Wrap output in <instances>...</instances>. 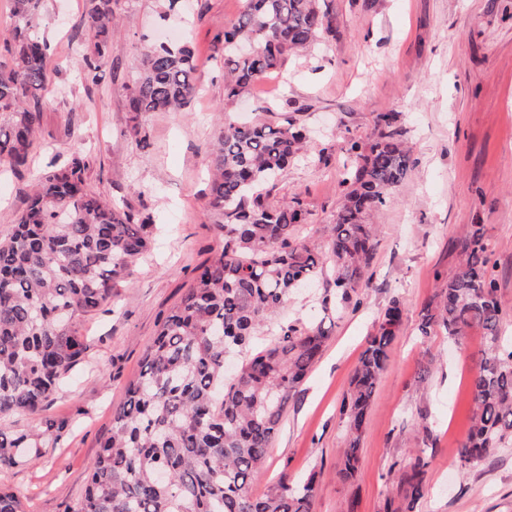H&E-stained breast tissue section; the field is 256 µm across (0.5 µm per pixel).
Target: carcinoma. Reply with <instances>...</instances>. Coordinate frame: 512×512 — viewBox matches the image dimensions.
Wrapping results in <instances>:
<instances>
[{"label":"carcinoma","instance_id":"obj_1","mask_svg":"<svg viewBox=\"0 0 512 512\" xmlns=\"http://www.w3.org/2000/svg\"><path fill=\"white\" fill-rule=\"evenodd\" d=\"M42 0H10L13 28L0 47V163L23 165L33 146L52 88L50 44L40 32ZM92 34L84 79L97 82L111 64L116 23L112 0H89L83 17ZM333 33L324 0H245L221 40L224 99L247 96L261 77L279 71L288 56ZM198 91L194 53L159 44L145 54L126 96L131 129L140 118L177 112ZM305 136L288 112L278 120L239 122L225 113L211 148L209 207L218 245L194 268L193 283L145 348L126 401L112 412V431L90 463L75 512H312L315 476L286 475L264 494L269 448L288 402L321 357L329 334L322 323L275 320L293 290L324 278L336 302L368 286L376 248L373 215L411 170L409 150L393 118L380 116L377 134L349 144L343 196L331 224L322 225L327 251L300 238L304 202L269 200L264 186L303 152ZM81 152L49 172L0 242V468L32 463L48 432H18L8 421L36 415L84 361L87 340L78 322L108 306L126 287L157 230L151 213L122 210L90 191ZM463 260L438 289L418 330L441 331L463 343L482 331L483 351L471 379L470 425L459 442L462 466H476L512 446V344L502 336L495 264L483 225L473 224ZM402 323L394 300L369 338L344 398L347 436L341 477L352 479L371 403L389 347ZM416 449L405 472L404 495L385 512H412L423 496L424 463ZM0 512H25L18 496L0 487Z\"/></svg>","mask_w":512,"mask_h":512}]
</instances>
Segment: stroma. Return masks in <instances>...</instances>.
I'll use <instances>...</instances> for the list:
<instances>
[{
    "label": "stroma",
    "mask_w": 512,
    "mask_h": 512,
    "mask_svg": "<svg viewBox=\"0 0 512 512\" xmlns=\"http://www.w3.org/2000/svg\"><path fill=\"white\" fill-rule=\"evenodd\" d=\"M187 10L161 14L156 0H114L121 22L112 63L97 83L81 76L92 45L81 21L86 0H46L41 31L54 50L47 103L35 144L18 173L0 176V240L7 239L34 185L84 150L85 180L121 208L152 213L163 231L120 289L112 310L83 319L90 349L26 430L67 422L56 444L26 466L0 470V484L27 512H75L88 467L112 429V411L137 377L146 345L189 288L195 266L217 238L208 208V149L224 121V67L219 42L244 0H187ZM335 34L289 57L282 72L255 83L233 110L254 117L260 100L294 114L309 130L306 157L284 171L273 201L301 197L304 237L332 223L349 142L368 141L378 115L398 117L413 169L391 204L376 213L373 278L347 305L318 301L325 281L290 294L282 321L319 322L329 340L319 362L288 403L258 491L281 475L315 474L312 512H383L403 491V475L425 448L424 494L414 512H512V447L464 469L457 442L470 424V370L482 346L475 330L463 346L443 334L421 338L417 326L437 288L459 264L471 225L484 227L496 263L502 334L512 341V0H328ZM159 40L194 52L198 92L181 111L143 119L148 146L138 145L126 93L145 50ZM403 324L364 428L354 483L340 474L346 435L344 394L374 328L391 301ZM428 421L432 435L417 431Z\"/></svg>",
    "instance_id": "stroma-1"
}]
</instances>
